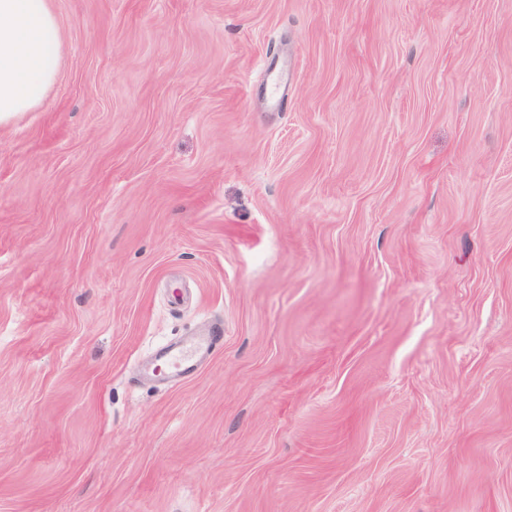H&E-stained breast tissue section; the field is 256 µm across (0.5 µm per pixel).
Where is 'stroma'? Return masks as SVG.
Listing matches in <instances>:
<instances>
[{"mask_svg": "<svg viewBox=\"0 0 512 512\" xmlns=\"http://www.w3.org/2000/svg\"><path fill=\"white\" fill-rule=\"evenodd\" d=\"M51 7L0 123V512H512V0ZM196 352L194 347H186L180 350H163L157 361L162 362L168 366L169 372L172 375H181L188 367V358Z\"/></svg>", "mask_w": 512, "mask_h": 512, "instance_id": "stroma-1", "label": "stroma"}]
</instances>
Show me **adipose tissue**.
Returning <instances> with one entry per match:
<instances>
[{
  "label": "adipose tissue",
  "mask_w": 512,
  "mask_h": 512,
  "mask_svg": "<svg viewBox=\"0 0 512 512\" xmlns=\"http://www.w3.org/2000/svg\"><path fill=\"white\" fill-rule=\"evenodd\" d=\"M60 54L50 0H0V120L43 103Z\"/></svg>",
  "instance_id": "ef3b65f1"
}]
</instances>
